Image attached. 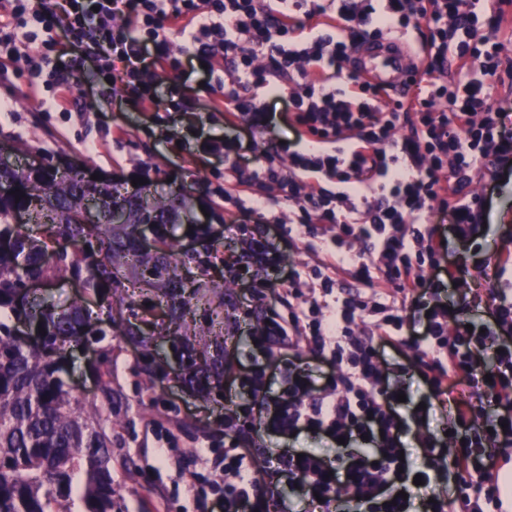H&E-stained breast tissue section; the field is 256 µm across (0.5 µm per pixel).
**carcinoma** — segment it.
<instances>
[{"mask_svg": "<svg viewBox=\"0 0 512 512\" xmlns=\"http://www.w3.org/2000/svg\"><path fill=\"white\" fill-rule=\"evenodd\" d=\"M1 182L19 192L0 196V512H118L123 497L113 465L134 463L115 453L112 410L122 393L112 387L104 341L115 334L145 350L140 370L150 388L166 375L150 349L166 343L182 370L209 389L188 341L191 331L224 338L223 285L208 280L211 248L187 261L167 234L185 209L177 195L125 196L108 183L85 185L75 170L33 171L18 162L0 163ZM90 198L96 221L86 223L80 216ZM116 206L127 211V223H112ZM145 225L156 238L152 254L141 251L136 237ZM93 248L101 259L89 260ZM129 269L169 311V324L156 336L127 317L135 286ZM67 273L81 280L83 296L66 307L20 293L28 279ZM92 300L107 302L106 318L92 316ZM20 323L43 332L23 337ZM79 346L97 352L90 370L100 386L89 400L74 396L67 379V352Z\"/></svg>", "mask_w": 512, "mask_h": 512, "instance_id": "cac0c4a2", "label": "carcinoma"}]
</instances>
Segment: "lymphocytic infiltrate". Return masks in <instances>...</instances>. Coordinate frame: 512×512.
Returning a JSON list of instances; mask_svg holds the SVG:
<instances>
[{
  "instance_id": "f902f5d3",
  "label": "lymphocytic infiltrate",
  "mask_w": 512,
  "mask_h": 512,
  "mask_svg": "<svg viewBox=\"0 0 512 512\" xmlns=\"http://www.w3.org/2000/svg\"><path fill=\"white\" fill-rule=\"evenodd\" d=\"M501 21L499 0H0V78L26 68L43 112L68 109L86 63L120 83L123 102L151 107L159 125L194 99L174 79L159 95L153 73L201 63L226 130H195L181 146L199 138L223 157L225 202L249 203L263 223L286 220L310 237L314 281L290 276L287 317L265 305L264 291L251 292L264 318L257 343L287 359L280 391L266 389L257 362L239 379L246 403L225 409L234 435L222 512H285L286 484L319 494V512H500L503 487L469 450L486 440L512 448V303L491 288L482 332L468 331L463 301H443L433 275L440 249L468 246L481 229L484 200L467 184L496 182L512 159L507 114L491 102L492 77L512 70L486 35ZM418 25L429 62L409 101L385 99L345 71L368 39ZM280 97L295 142L243 169L234 128H268L267 101ZM437 212L447 229L433 224ZM305 347L333 367L326 382ZM384 347L411 351L413 373L447 410L454 454L436 453L433 431L407 442L423 410L398 401L405 387ZM460 384L468 396H458ZM264 432L321 433L336 448L240 452Z\"/></svg>"
}]
</instances>
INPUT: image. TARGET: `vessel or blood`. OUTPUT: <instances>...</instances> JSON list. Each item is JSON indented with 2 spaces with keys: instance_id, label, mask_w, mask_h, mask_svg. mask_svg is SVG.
Masks as SVG:
<instances>
[{
  "instance_id": "b4317fda",
  "label": "vessel or blood",
  "mask_w": 512,
  "mask_h": 512,
  "mask_svg": "<svg viewBox=\"0 0 512 512\" xmlns=\"http://www.w3.org/2000/svg\"><path fill=\"white\" fill-rule=\"evenodd\" d=\"M360 75L371 83L404 89L419 68V59L411 55L402 41L386 38L372 48L362 49L355 55Z\"/></svg>"
}]
</instances>
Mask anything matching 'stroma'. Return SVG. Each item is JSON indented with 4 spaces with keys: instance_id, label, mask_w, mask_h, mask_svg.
Wrapping results in <instances>:
<instances>
[{
    "instance_id": "35a3bbf8",
    "label": "stroma",
    "mask_w": 512,
    "mask_h": 512,
    "mask_svg": "<svg viewBox=\"0 0 512 512\" xmlns=\"http://www.w3.org/2000/svg\"><path fill=\"white\" fill-rule=\"evenodd\" d=\"M77 84L81 93L76 111L40 112L28 97L26 72L0 80V102L9 105L8 112L0 114V144L23 160L51 165L72 160L88 174L111 180L123 193L132 191L133 180L140 178L156 194L182 196L187 207L171 235L181 248L191 251L199 246L193 234L195 225L210 224L219 253L210 276L224 283L225 314H240L247 305L246 285L262 280L275 289L279 312H287L284 283L289 273L306 270L314 262L306 248L307 234L277 233L260 224L257 214L216 203V193L224 185L222 159L198 148L179 149L161 136L147 112L100 95L94 72L84 71ZM273 110L277 117L268 130L244 137L254 145L248 155L250 163L295 138L283 118L284 101L274 102ZM468 191L486 196L483 221L489 230L472 246L459 249L454 260L463 264L461 277L468 287L484 296L491 282L480 277V266L512 247V179L495 190L475 180ZM239 224L273 238L281 257L278 269L255 265L233 272L225 269L221 254L239 253L247 246L245 240L226 234L228 227ZM140 358L139 350L113 341L112 381L122 390L123 403L112 411V434L136 463L131 470L116 466L113 477L129 512H202L203 499L221 474L198 452L205 445L215 454L224 452V399L235 391L233 373L225 371L220 392L207 399L199 396L195 384L179 369L149 393L137 370ZM192 475L197 478L194 493L187 488Z\"/></svg>"
}]
</instances>
